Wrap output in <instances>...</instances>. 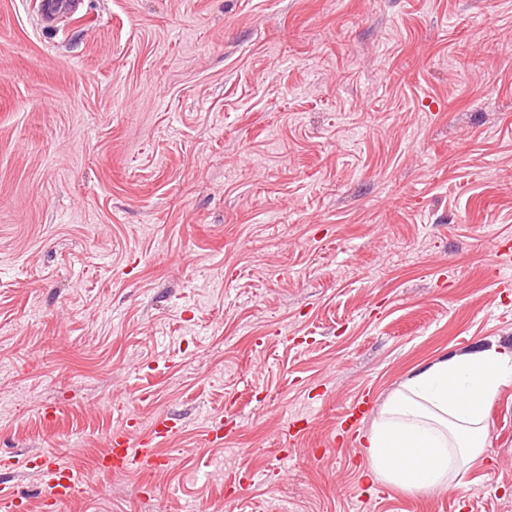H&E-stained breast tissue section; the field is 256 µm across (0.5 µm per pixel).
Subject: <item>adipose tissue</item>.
<instances>
[{
	"label": "adipose tissue",
	"instance_id": "ef3b65f1",
	"mask_svg": "<svg viewBox=\"0 0 512 512\" xmlns=\"http://www.w3.org/2000/svg\"><path fill=\"white\" fill-rule=\"evenodd\" d=\"M512 382V350L457 353L414 371L372 420L365 453L374 480L414 492L459 487L487 451L486 407Z\"/></svg>",
	"mask_w": 512,
	"mask_h": 512
}]
</instances>
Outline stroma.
<instances>
[{
	"instance_id": "stroma-1",
	"label": "stroma",
	"mask_w": 512,
	"mask_h": 512,
	"mask_svg": "<svg viewBox=\"0 0 512 512\" xmlns=\"http://www.w3.org/2000/svg\"><path fill=\"white\" fill-rule=\"evenodd\" d=\"M507 239L512 0H0V458L85 473L64 512H512V383L461 487L364 452L414 369L512 348ZM121 409L163 466L97 474ZM83 0H41L43 4V17L47 23H52L59 15L76 13Z\"/></svg>"
}]
</instances>
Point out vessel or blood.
I'll use <instances>...</instances> for the list:
<instances>
[{
    "label": "vessel or blood",
    "instance_id": "vessel-or-blood-1",
    "mask_svg": "<svg viewBox=\"0 0 512 512\" xmlns=\"http://www.w3.org/2000/svg\"><path fill=\"white\" fill-rule=\"evenodd\" d=\"M43 17L53 22L64 13H76L82 0H41ZM178 428L169 418H158L151 434L134 439V431L128 418H121L112 428L110 446L99 459L98 469L107 475H116L131 470L148 472L160 462L157 445L175 435ZM39 473L43 485L42 499L53 512H59L62 505L70 502L79 492L85 479L71 468L57 464L53 459L41 461Z\"/></svg>",
    "mask_w": 512,
    "mask_h": 512
}]
</instances>
